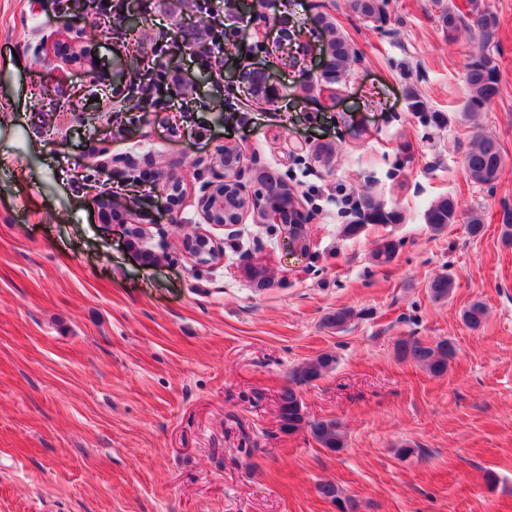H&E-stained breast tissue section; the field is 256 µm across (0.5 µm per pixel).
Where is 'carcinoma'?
I'll return each mask as SVG.
<instances>
[{
    "label": "carcinoma",
    "instance_id": "carcinoma-1",
    "mask_svg": "<svg viewBox=\"0 0 512 512\" xmlns=\"http://www.w3.org/2000/svg\"><path fill=\"white\" fill-rule=\"evenodd\" d=\"M385 0H350L349 7L370 22L381 21L386 16ZM324 28L330 34L327 47V67L331 74L339 78L347 71L352 55L347 40L336 32L327 17H321ZM442 26L453 35L460 28L476 27L481 33V42L474 46L469 54L464 79L470 93L465 104V115L491 104L499 94V67L495 58L486 51V42L494 33L496 17L480 9L477 0H468L467 10L453 5L441 16ZM408 107L413 112H426L428 107L420 93L411 85L404 89ZM502 167V154L496 138L475 134L470 147L464 155V171L469 179L479 184H491L499 176ZM258 184L266 198L275 201L284 195V183L279 177L260 172ZM357 209L369 224H395L399 215L385 208L380 200L369 192L359 195ZM465 217L467 233L472 237L481 235L484 229L483 219L476 212L462 215L458 202L451 197H443L432 203L426 211V223L431 229L440 232L450 224L458 223ZM398 243L392 239H383L372 250V260L378 265L390 263L397 252ZM243 275L256 288H268L271 280L266 270L251 264L242 267ZM456 288V281L450 274L436 276L429 283L430 294L435 300L448 298ZM486 306L476 301L463 313L465 323L473 328L480 326L485 318ZM354 317L353 309L338 308L325 318L327 327L340 330ZM454 348L439 342L428 345L417 339H405L396 342V355L401 360H409L425 369L435 377H441L448 371L450 360L454 357ZM336 364V357L330 353H321L297 366L292 372L291 383L283 387L278 396V424L280 430L292 433L307 427L316 443L331 451H339L347 446V434L341 422L336 419L309 420L301 413L302 404L297 387L322 378Z\"/></svg>",
    "mask_w": 512,
    "mask_h": 512
}]
</instances>
